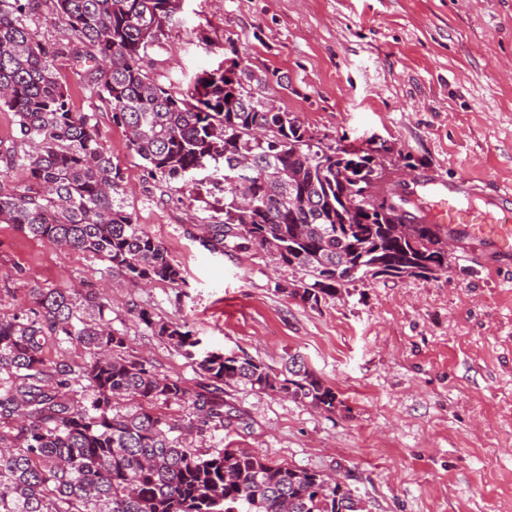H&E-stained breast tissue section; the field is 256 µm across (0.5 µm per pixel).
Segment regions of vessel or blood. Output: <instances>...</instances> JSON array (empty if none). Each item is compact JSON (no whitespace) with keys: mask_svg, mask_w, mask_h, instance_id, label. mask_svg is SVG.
Segmentation results:
<instances>
[{"mask_svg":"<svg viewBox=\"0 0 512 512\" xmlns=\"http://www.w3.org/2000/svg\"><path fill=\"white\" fill-rule=\"evenodd\" d=\"M418 185L420 219L439 225L450 238L476 239L500 256H512L511 187L474 198L463 180L423 177Z\"/></svg>","mask_w":512,"mask_h":512,"instance_id":"vessel-or-blood-1","label":"vessel or blood"}]
</instances>
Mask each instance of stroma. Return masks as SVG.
Returning a JSON list of instances; mask_svg holds the SVG:
<instances>
[{
    "label": "stroma",
    "instance_id": "1",
    "mask_svg": "<svg viewBox=\"0 0 512 512\" xmlns=\"http://www.w3.org/2000/svg\"><path fill=\"white\" fill-rule=\"evenodd\" d=\"M42 30L74 110L95 115L128 210L185 281L136 287L0 223V314L29 305L36 285L105 287L113 327L191 388L198 365L145 334L129 304L187 324L202 355L278 370L299 354L336 391L334 412L233 385L231 426L191 446L335 475L368 512H512V266L456 245L437 277L356 281L304 306L278 289L296 272L265 252L202 246V225L224 218L223 164L175 191L153 180L111 106L90 94L71 32L47 17ZM230 46L253 71L287 75V88L269 87L277 105L325 144L372 152L389 182L432 170L485 191L512 186V0H182L144 67L185 89Z\"/></svg>",
    "mask_w": 512,
    "mask_h": 512
}]
</instances>
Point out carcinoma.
<instances>
[{"label":"carcinoma","mask_w":512,"mask_h":512,"mask_svg":"<svg viewBox=\"0 0 512 512\" xmlns=\"http://www.w3.org/2000/svg\"><path fill=\"white\" fill-rule=\"evenodd\" d=\"M54 19L83 50L91 94L107 100L129 149L150 175L187 181L209 158L224 161V221L206 224L215 248L261 249L300 274L281 286L317 307L355 280L429 278L449 267L448 235L407 224L385 203L351 204L357 180L383 179L369 153L323 145L297 116L268 105L269 84L234 47L225 67L184 92L154 83L144 58L172 26L180 0H0V108L13 112L20 144H0V223L97 259L131 285L184 281L168 250L126 209L120 168L99 141L94 116L76 112L36 23ZM23 168L28 184L9 180ZM361 265V275L351 270ZM32 301L0 316V512H366L343 482L273 464L247 448L213 451L187 437L224 427V387L248 385L321 411L336 391L298 354L276 372L250 356L212 353L205 382L160 376L112 328V301L96 289L34 288ZM144 330L188 360L199 340L188 326L134 308ZM80 346L81 362L46 350ZM137 400L123 413L117 401ZM184 403L180 422L159 407Z\"/></svg>","instance_id":"obj_1"}]
</instances>
